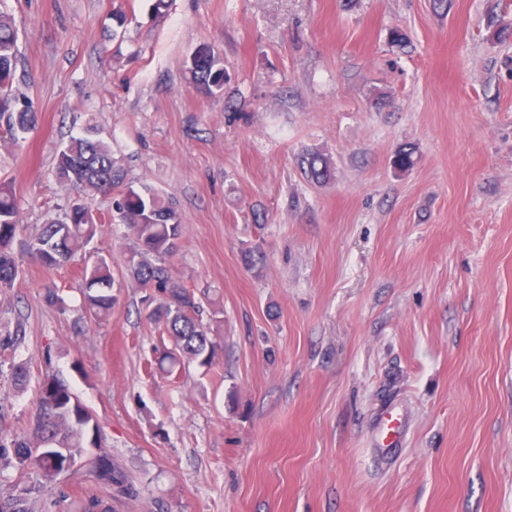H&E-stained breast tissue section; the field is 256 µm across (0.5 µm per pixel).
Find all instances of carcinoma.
I'll list each match as a JSON object with an SVG mask.
<instances>
[{
    "mask_svg": "<svg viewBox=\"0 0 512 512\" xmlns=\"http://www.w3.org/2000/svg\"><path fill=\"white\" fill-rule=\"evenodd\" d=\"M19 58L18 32L11 19L0 14V129L13 145L35 125L36 115L26 100L12 92ZM195 85L209 95L224 88L226 71L220 54L211 50L198 62H190ZM308 176L318 182L329 175L327 158L309 153L303 158ZM58 182L80 189L83 198L74 201L64 221L41 225L26 243V251L47 268L75 260L78 251L95 236L97 218L91 212V197L107 194L125 180L124 169L112 156L111 147L85 134L71 138L57 152ZM117 219L135 239L125 256L126 270L140 288L153 292L157 304L147 319L167 344L155 348V362L167 374L187 360L206 370L215 364L217 342L211 324L203 321V306L166 265L165 257L178 249L184 225L178 220L176 203L165 200L152 187H132L114 201ZM23 230L10 183H0V288H11L20 275L12 246ZM112 259L98 257L84 268L83 309L96 321L105 320L117 302L112 294ZM89 468L95 488L68 505L71 512H112V497L137 495L132 478L112 466V454L101 446L100 425L70 388L55 376H46L36 394L35 412L29 432L7 438L0 435V471L13 468L20 474L38 472L48 481L76 465ZM44 491L16 482L14 492L0 495V512H28L29 497Z\"/></svg>",
    "mask_w": 512,
    "mask_h": 512,
    "instance_id": "cac0c4a2",
    "label": "carcinoma"
}]
</instances>
